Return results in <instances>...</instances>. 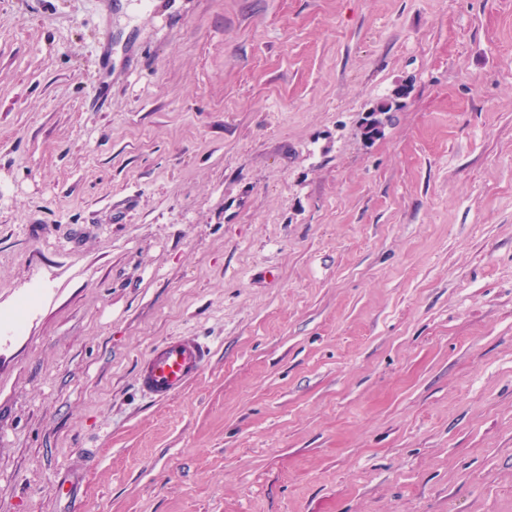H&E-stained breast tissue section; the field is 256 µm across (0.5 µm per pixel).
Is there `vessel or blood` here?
<instances>
[{"mask_svg":"<svg viewBox=\"0 0 512 512\" xmlns=\"http://www.w3.org/2000/svg\"><path fill=\"white\" fill-rule=\"evenodd\" d=\"M209 346L197 337H171L154 345L138 369L140 391L157 401L170 399L202 371Z\"/></svg>","mask_w":512,"mask_h":512,"instance_id":"b4317fda","label":"vessel or blood"}]
</instances>
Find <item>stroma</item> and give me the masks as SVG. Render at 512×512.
Segmentation results:
<instances>
[{
	"mask_svg": "<svg viewBox=\"0 0 512 512\" xmlns=\"http://www.w3.org/2000/svg\"><path fill=\"white\" fill-rule=\"evenodd\" d=\"M0 512H512V0H0ZM210 352L199 337H171L157 343L140 362V391L156 401L170 399L198 376Z\"/></svg>",
	"mask_w": 512,
	"mask_h": 512,
	"instance_id": "stroma-1",
	"label": "stroma"
}]
</instances>
